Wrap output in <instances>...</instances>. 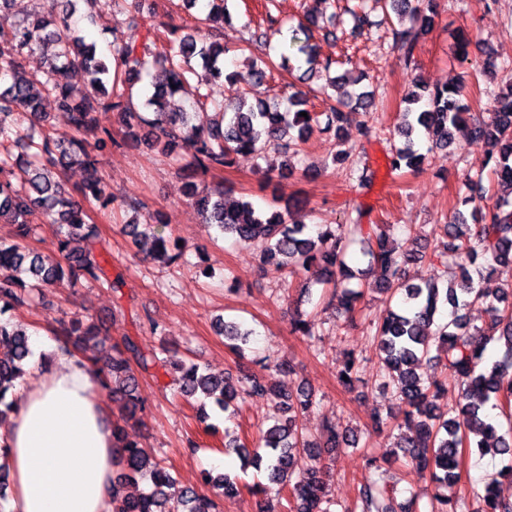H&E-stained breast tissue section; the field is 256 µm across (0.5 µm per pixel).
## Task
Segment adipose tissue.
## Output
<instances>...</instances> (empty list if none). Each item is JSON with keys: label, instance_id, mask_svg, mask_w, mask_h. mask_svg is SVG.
Segmentation results:
<instances>
[{"label": "adipose tissue", "instance_id": "obj_1", "mask_svg": "<svg viewBox=\"0 0 512 512\" xmlns=\"http://www.w3.org/2000/svg\"><path fill=\"white\" fill-rule=\"evenodd\" d=\"M8 447L9 512H110L112 424L97 378L59 352L17 390Z\"/></svg>", "mask_w": 512, "mask_h": 512}]
</instances>
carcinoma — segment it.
I'll return each instance as SVG.
<instances>
[{
	"label": "carcinoma",
	"mask_w": 512,
	"mask_h": 512,
	"mask_svg": "<svg viewBox=\"0 0 512 512\" xmlns=\"http://www.w3.org/2000/svg\"><path fill=\"white\" fill-rule=\"evenodd\" d=\"M89 8L100 11H126L129 0H84ZM228 0H207L208 10L184 31L165 25L145 24L142 43L125 41L115 35L108 55L97 53L96 45L85 42L68 19L56 21L54 14L36 16L10 30L0 25V75L10 82L0 92V116L15 111L28 117L29 125L18 123L7 132L0 121V222L15 226L14 238L0 239V417L12 413L8 394L27 375L32 356L26 330L12 319L9 311L25 308L33 288H64L84 280L112 290L119 280L108 277L104 263L108 245L81 202L66 190L63 172L78 166L86 171L80 188L84 201L106 208L112 195L97 168L98 155L117 141L112 131L99 126L98 114L118 112L125 127V138L139 142L142 131L154 137L152 143L169 152L180 150L191 157L195 173L202 177L215 170L229 168L235 156L249 154L265 157L273 145L290 156L300 154V146L315 132L338 140L337 155L349 159L355 146L343 147L341 131L349 113L368 110L373 95L361 91L347 99H338L323 111L310 107L311 91L302 89L291 96L292 109L282 112L277 106L257 98L247 102H216L208 86L219 80L238 82L248 87L263 84L274 69H294L290 55L280 52V63L268 53L249 58L243 70L229 71L224 66V26L232 19ZM382 9L401 19L415 22L411 30L397 33L395 48L404 62L413 59L416 41L428 34L439 17L437 0H377ZM305 21L291 32L288 48L304 57L306 72L324 70L327 84L319 93L331 100L328 90L336 88L340 75L332 74L334 61L317 59L311 43L313 29L320 27L326 14L336 13L335 0H314ZM168 42L162 57L151 53L150 43L159 38ZM46 47L51 60L43 71L27 70L26 56ZM159 66L163 78L153 84L143 108L133 102V88L151 68ZM72 72L84 74L83 86L69 80ZM177 95L190 100L187 108H173ZM50 99L70 130L55 139L35 137V125L49 123L43 103ZM404 126L397 129L402 140L390 159V169L397 172L418 170L426 160L419 135L428 141L427 152L450 147L455 134L464 133L485 146L482 170L466 180L467 193L453 219L441 225L431 240V256L458 269L453 279L422 284L405 282L402 266L419 257L415 246H400L384 224L362 223V213L347 224L311 226L294 217L290 207L280 211L261 208L251 201L228 206L224 185L187 184V198L202 215L203 223L217 226L224 234L244 244L260 245L261 266H274L294 277L311 268L318 269L317 283L332 288L329 302L346 314L354 311L362 292L353 281L378 271L377 290L386 295L383 320L372 326L373 340L381 359V377L391 388L402 408L398 428H408L397 435L394 450L383 462L404 459L412 468L428 472L437 491L430 510L419 498L402 497L396 486L382 482L377 460L367 462L359 483L354 507L341 512H512V498L501 495L502 478L512 482V464L487 481L476 494L480 506L465 500L451 501L445 490L460 480L464 450L488 453L512 459V286L495 295L475 286L494 276L502 268H512V88L495 95L486 118L470 113L464 84L428 87L418 84L406 93ZM307 116H301V113ZM23 146L28 159L13 161L12 148ZM491 169L498 187L493 204L482 207L481 221L467 223L463 208L487 198L484 170ZM57 226L55 247L64 261L53 259L29 248L36 223ZM167 224L159 211L143 221H131L122 233L137 247H147L154 261L174 264L185 261L178 243L164 234ZM360 245L367 267L354 269L346 261L348 249ZM485 307L483 326H472L463 310ZM218 333L231 348L242 351L250 343V332L231 321L217 322ZM62 335L74 342L97 338L96 327L76 317L61 327ZM292 333L313 341L321 335L319 323L299 317ZM496 342L500 353L486 357L487 345ZM433 361L459 386L458 405L440 411L439 400L444 385L425 380L417 372L423 362ZM164 369L173 374L177 391L187 398L208 400L231 414L242 395L276 401L282 417L260 431L258 443L249 448L240 439L224 434V453H234L242 466L267 472L268 481L287 490L293 512H332L326 485L329 466L326 459L340 448H355L359 439L352 430L340 431L336 423L324 420L314 435L300 424L302 415L318 405L315 392L300 387L295 392L278 387L275 374H293L285 363L270 367L264 376H216L200 365L189 362L165 348L146 351L128 338L123 346L112 347V354L102 360L97 372L102 387L124 401V421L135 417L141 405L135 372ZM361 359L351 354L337 371L338 381L352 387L359 381ZM111 512H219L220 501L235 497L240 491L239 477L229 472L204 476L210 493L193 486H182L159 462L151 459L119 424H112ZM146 481L150 490L138 495L125 491L135 480Z\"/></svg>",
	"instance_id": "1"
}]
</instances>
